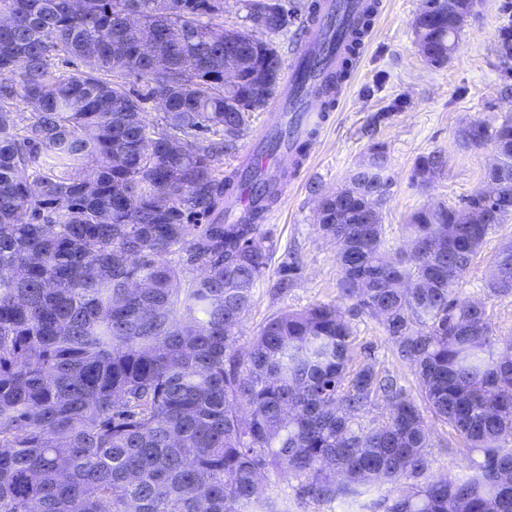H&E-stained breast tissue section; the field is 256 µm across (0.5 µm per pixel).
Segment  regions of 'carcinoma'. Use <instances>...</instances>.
<instances>
[{"instance_id": "obj_1", "label": "carcinoma", "mask_w": 512, "mask_h": 512, "mask_svg": "<svg viewBox=\"0 0 512 512\" xmlns=\"http://www.w3.org/2000/svg\"><path fill=\"white\" fill-rule=\"evenodd\" d=\"M428 2L414 26L446 46L456 3ZM242 7L243 26L226 32L224 0H0L13 19L0 28V512H280L261 486L269 470L317 502L379 484L386 512H512V340L457 295L512 216V116L458 130L459 146L492 142L503 156L487 173L496 200L465 201L486 212L481 224L419 208L385 261L381 146L359 197L317 212L340 299L383 327L421 401L352 364L335 304L272 317L243 358L235 332L270 267L258 219L276 195L224 222L237 171L219 165L278 93L271 37L302 14L293 0ZM130 14L154 33V56L124 31ZM226 42L240 60L232 82ZM72 57L82 67L54 68ZM147 100L161 109L153 128ZM445 164L440 151L417 158L412 181ZM487 288L512 292L511 246ZM378 400L386 415L360 422ZM426 411L463 440V476L427 475Z\"/></svg>"}]
</instances>
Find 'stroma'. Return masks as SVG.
Masks as SVG:
<instances>
[{
	"mask_svg": "<svg viewBox=\"0 0 512 512\" xmlns=\"http://www.w3.org/2000/svg\"><path fill=\"white\" fill-rule=\"evenodd\" d=\"M381 3L331 124L312 149L311 164L289 184L261 226L274 255L238 329L240 352L249 351L272 316L337 303L340 267L334 242L316 227L318 201L348 184L351 172L368 160L372 145H384L388 155V190L378 209L385 224L386 251L392 254L403 243L402 226L412 211L428 205L457 206L481 188L492 151L460 148L459 129L474 121L495 126L512 115V101L498 95L503 83L512 84V70H507L498 47L500 28L512 23V0H482L465 19L451 58L440 66L428 64L416 44L413 21L424 7L423 0ZM434 151L443 152L445 169L427 185L417 186L411 180L414 162ZM509 241L512 217L487 236L458 286L462 296L484 303L494 335L503 340L512 339V293L491 294L485 280L494 255ZM287 255L296 258L299 271L293 286L281 293L275 284ZM345 316L353 330L354 361H369L390 371L409 394H417L413 369L398 359L382 326L352 310ZM425 423L432 445L430 475L464 474V458L452 428L432 414L426 415ZM262 481L267 494L288 512H366V504L372 502L377 505L375 512H384L379 503L386 490L375 485L357 500L318 503L302 500L292 478L269 472Z\"/></svg>",
	"mask_w": 512,
	"mask_h": 512,
	"instance_id": "1",
	"label": "stroma"
}]
</instances>
